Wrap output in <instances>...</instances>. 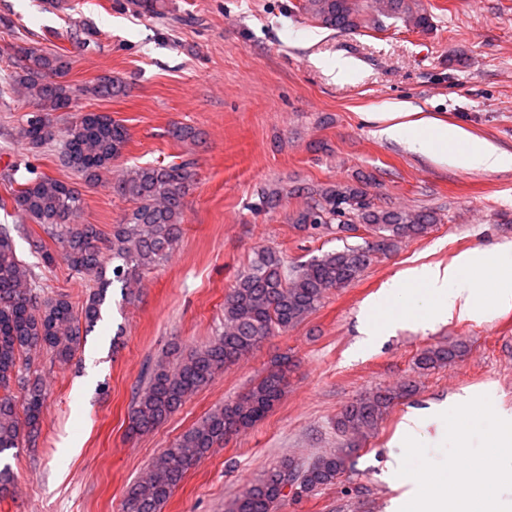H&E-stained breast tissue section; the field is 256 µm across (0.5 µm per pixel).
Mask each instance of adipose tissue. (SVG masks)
<instances>
[{"instance_id":"ef3b65f1","label":"adipose tissue","mask_w":512,"mask_h":512,"mask_svg":"<svg viewBox=\"0 0 512 512\" xmlns=\"http://www.w3.org/2000/svg\"><path fill=\"white\" fill-rule=\"evenodd\" d=\"M380 137L408 143L410 149L445 164H465L483 172L512 168V154L461 128L413 119L395 109L382 113ZM492 293L500 308L512 307V256L464 252L451 263L407 267L385 281L366 300L359 320L360 348L397 330L419 324L432 328L453 317L483 316L482 298Z\"/></svg>"}]
</instances>
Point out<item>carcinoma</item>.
Wrapping results in <instances>:
<instances>
[{"label": "carcinoma", "instance_id": "cac0c4a2", "mask_svg": "<svg viewBox=\"0 0 512 512\" xmlns=\"http://www.w3.org/2000/svg\"><path fill=\"white\" fill-rule=\"evenodd\" d=\"M303 10L318 24L344 33L380 29L382 18L400 21L410 30H426L430 19L420 0H304ZM14 70L10 89L21 91L36 111L19 130L34 147L61 140L63 162L87 183L97 182L119 158L129 141L127 127L108 115L77 113L64 132L54 114L70 112L78 95L112 99L128 86L110 76L76 88L67 80L71 62L56 51L26 44L11 47ZM195 180L193 163L133 165L113 180L112 191L133 203L112 234L103 236L94 224H78L82 192L74 184L40 175L14 191L11 201L0 199V209L13 208L41 225L64 248L63 258L75 271L95 278L81 311L62 295L40 293L36 277L16 254L9 232L0 231V454L24 442L35 444L46 401L41 379L20 369L23 354L49 351L61 364L70 361L80 344L82 329L101 318L109 286L130 284L144 270L157 266L180 239L186 198ZM304 207L289 220L305 229L332 228L348 232L365 225L374 241L366 247L328 252L294 267L272 248L257 251L224 297V330L207 345L175 361L159 360L143 375L135 392L129 430L150 431L180 409L199 389L212 383L225 368L259 348L267 339L285 332L317 310L327 292L354 282L371 262L374 251H392L398 243L421 236L438 218L432 211L411 212L373 207L361 186L343 185L313 191ZM112 266V278L106 277ZM466 345L456 342L423 349L417 365L423 370L447 367L462 358ZM295 363L288 356L275 361L266 373L236 399L213 410L183 433L152 463L145 477L126 496L124 512H160L186 473L212 448L254 426L280 400ZM18 387L22 401L12 392ZM412 393L409 385L363 395L336 417L343 442L306 464L292 459L268 472L245 489L228 512H275L283 487L293 481L300 491L313 493L336 483L346 472L359 440L376 429L391 405Z\"/></svg>", "mask_w": 512, "mask_h": 512}]
</instances>
